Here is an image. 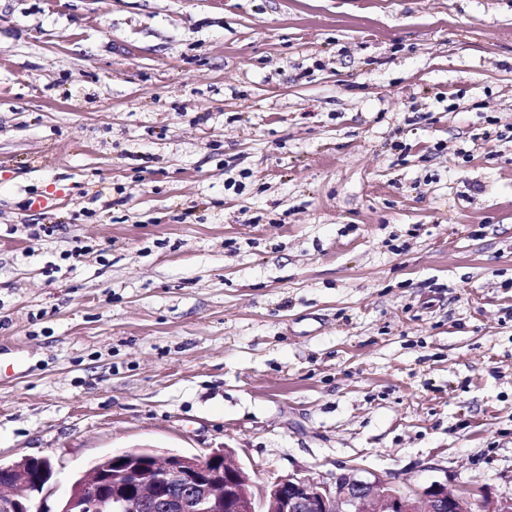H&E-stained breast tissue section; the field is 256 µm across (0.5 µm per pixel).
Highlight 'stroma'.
Instances as JSON below:
<instances>
[{"label":"stroma","mask_w":512,"mask_h":512,"mask_svg":"<svg viewBox=\"0 0 512 512\" xmlns=\"http://www.w3.org/2000/svg\"><path fill=\"white\" fill-rule=\"evenodd\" d=\"M138 448L512 497V0H0V461Z\"/></svg>","instance_id":"1"}]
</instances>
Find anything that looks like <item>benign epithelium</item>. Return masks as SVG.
<instances>
[{"mask_svg":"<svg viewBox=\"0 0 512 512\" xmlns=\"http://www.w3.org/2000/svg\"><path fill=\"white\" fill-rule=\"evenodd\" d=\"M8 471L0 512H145L151 503L165 512H224L226 501L233 512H512V498L493 499L481 488L403 490L355 472L330 479L288 474L258 486L222 448L203 457L148 449L105 456L72 482L56 511L48 505L49 459L23 457Z\"/></svg>","mask_w":512,"mask_h":512,"instance_id":"7a95c632","label":"benign epithelium"}]
</instances>
